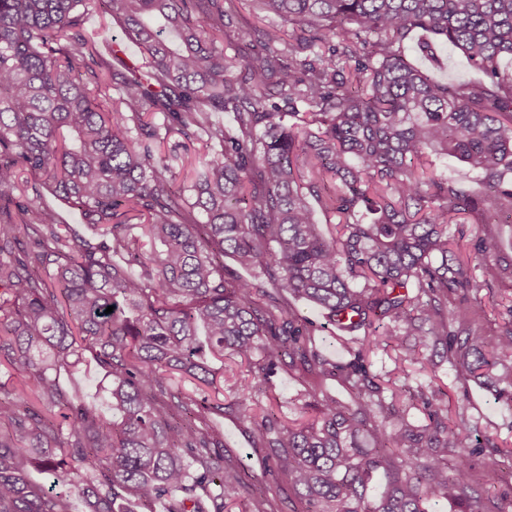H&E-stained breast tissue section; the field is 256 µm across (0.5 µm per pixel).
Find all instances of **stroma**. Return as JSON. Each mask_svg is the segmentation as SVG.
Masks as SVG:
<instances>
[{"label": "stroma", "instance_id": "obj_1", "mask_svg": "<svg viewBox=\"0 0 512 512\" xmlns=\"http://www.w3.org/2000/svg\"><path fill=\"white\" fill-rule=\"evenodd\" d=\"M280 23V18L264 14L250 0H243L231 21L224 27L225 55H241L244 47L243 31L277 26ZM83 28L96 42L106 41L114 45L128 63L140 62L141 52L137 45L128 39L123 29L111 21L108 15L95 9L89 10L84 17ZM404 54L408 60L441 81H468L477 77L464 57L442 42L437 45L439 60L435 63L419 54L417 43L413 40L405 44ZM455 251L461 259L467 260L474 285L470 294L471 303L477 311L473 329L487 338H494L504 323L512 318V298L503 297L501 284L486 283L480 261L470 256L466 244H459ZM294 309L299 315L316 323L318 330L315 344L325 356L334 360L347 358V349L352 344L351 334L328 324L323 312L310 304L298 302ZM369 361L372 373H388L396 379L408 378L414 389L426 393L437 388L446 391L449 418H464L481 442L494 444L501 448L502 453L512 450V402L496 397L478 383L458 380L448 362L426 352L416 364H401L396 362L394 352L382 350L371 354ZM306 389V384L295 374L282 371L274 377L272 393L278 402L275 413L281 422L288 423L301 418V400ZM215 424L224 433V458L230 467L248 473L252 485L263 489L270 512H291L292 488L285 478L274 480L267 477L268 451L253 446L249 430L237 414L227 412L216 418ZM502 453L498 456L486 454L476 457L473 477L476 484L488 490L491 495L512 501V478L501 471L504 461Z\"/></svg>", "mask_w": 512, "mask_h": 512}]
</instances>
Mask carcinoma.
Returning a JSON list of instances; mask_svg holds the SVG:
<instances>
[{
    "label": "carcinoma",
    "mask_w": 512,
    "mask_h": 512,
    "mask_svg": "<svg viewBox=\"0 0 512 512\" xmlns=\"http://www.w3.org/2000/svg\"><path fill=\"white\" fill-rule=\"evenodd\" d=\"M234 2L0 0V353L16 379L0 383V512H224L246 487L210 426L224 403L171 375L212 387L226 356L256 367L235 411L273 449L269 472L303 504L292 512H427L428 500L505 512L473 486L485 446L469 424L432 397L415 424L408 380L378 382L366 358L419 333L456 377L512 393V324L492 342L472 331V283L449 251L450 227L487 223L491 204L512 220V0H259L291 30L264 32L242 65L220 46ZM90 6L124 27L141 64L97 51ZM416 29L434 36L421 53L444 41L482 78L423 72L402 54ZM174 130L206 149L189 184L177 151L159 149ZM432 156L483 191L426 171ZM45 188L97 242L60 231ZM145 237L160 249L145 252ZM468 250L512 288L486 237ZM226 255L253 279L229 275ZM295 300L364 331L349 360L321 355ZM90 359L107 413L63 382ZM285 369L312 379L314 417L282 424L270 398L255 420ZM326 377L352 403L323 394ZM379 470L392 476L376 498ZM436 168L439 171L445 172L448 174V176L456 178L460 184L465 187L466 189L473 190V191H479L480 186L476 184L473 179L471 178V175L467 173L465 169H463L461 166H459L455 161L452 159H441L436 160Z\"/></svg>",
    "instance_id": "1"
}]
</instances>
